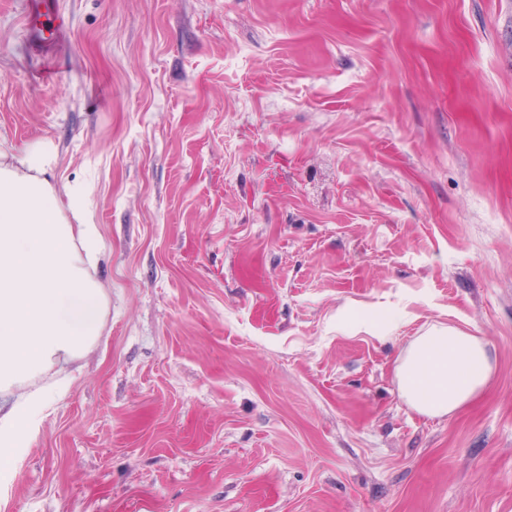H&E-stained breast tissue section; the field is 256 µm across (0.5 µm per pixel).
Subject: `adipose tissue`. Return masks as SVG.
I'll list each match as a JSON object with an SVG mask.
<instances>
[{"label":"adipose tissue","instance_id":"ef3b65f1","mask_svg":"<svg viewBox=\"0 0 512 512\" xmlns=\"http://www.w3.org/2000/svg\"><path fill=\"white\" fill-rule=\"evenodd\" d=\"M55 164L46 146L19 151L0 136V482L15 476L57 393L35 380L81 359L104 326L99 229L82 197L59 193ZM493 372L483 338L434 323L407 344L394 378L408 406L441 418L478 397Z\"/></svg>","mask_w":512,"mask_h":512}]
</instances>
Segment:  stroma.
Returning <instances> with one entry per match:
<instances>
[{
  "instance_id": "35a3bbf8",
  "label": "stroma",
  "mask_w": 512,
  "mask_h": 512,
  "mask_svg": "<svg viewBox=\"0 0 512 512\" xmlns=\"http://www.w3.org/2000/svg\"><path fill=\"white\" fill-rule=\"evenodd\" d=\"M56 3L41 53L0 0V134L108 313L0 512H512V0ZM433 322L496 358L444 418L394 379Z\"/></svg>"
}]
</instances>
